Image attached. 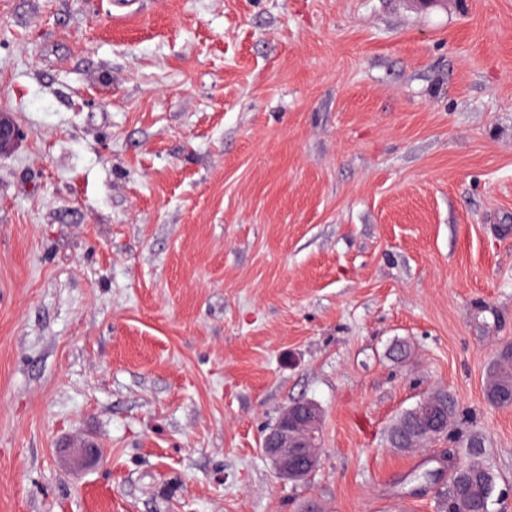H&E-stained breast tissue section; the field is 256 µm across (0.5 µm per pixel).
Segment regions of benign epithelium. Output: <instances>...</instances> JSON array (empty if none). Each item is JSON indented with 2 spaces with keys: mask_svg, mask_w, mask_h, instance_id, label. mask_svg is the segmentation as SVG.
Masks as SVG:
<instances>
[{
  "mask_svg": "<svg viewBox=\"0 0 512 512\" xmlns=\"http://www.w3.org/2000/svg\"><path fill=\"white\" fill-rule=\"evenodd\" d=\"M19 129L8 119L0 117V152L13 146L19 139ZM321 410L310 401L290 404L277 422L263 437L262 452L273 463L283 480L301 482L310 478L319 465V429ZM419 438L408 437L400 443L403 448H423L438 439L441 423L432 416L418 429Z\"/></svg>",
  "mask_w": 512,
  "mask_h": 512,
  "instance_id": "7a95c632",
  "label": "benign epithelium"
}]
</instances>
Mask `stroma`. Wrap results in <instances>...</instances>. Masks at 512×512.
<instances>
[{"mask_svg":"<svg viewBox=\"0 0 512 512\" xmlns=\"http://www.w3.org/2000/svg\"><path fill=\"white\" fill-rule=\"evenodd\" d=\"M0 114V512H440L438 389L512 512V0H0ZM491 378L496 380L493 393H506L512 390V362L507 355L500 353L499 360L494 362ZM320 422L321 410L316 403L297 401L282 411L263 437L261 450L282 480L301 482L317 470ZM438 414L429 417L417 431L420 432L419 439L407 437L400 443L401 448H423L429 442L436 441L441 433V423L437 419Z\"/></svg>","mask_w":512,"mask_h":512,"instance_id":"1","label":"stroma"}]
</instances>
